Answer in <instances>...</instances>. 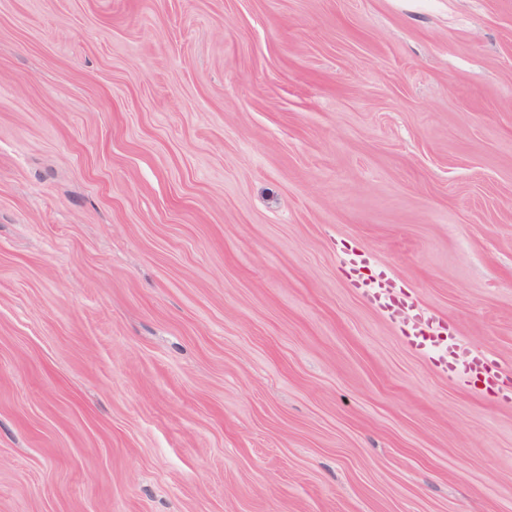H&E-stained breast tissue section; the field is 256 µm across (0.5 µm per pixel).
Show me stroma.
Returning a JSON list of instances; mask_svg holds the SVG:
<instances>
[{"label":"stroma","instance_id":"1","mask_svg":"<svg viewBox=\"0 0 512 512\" xmlns=\"http://www.w3.org/2000/svg\"><path fill=\"white\" fill-rule=\"evenodd\" d=\"M512 0H0V512H512ZM440 357L448 369H454L455 364L460 362L466 371L480 377L490 386L493 385L499 372L498 367L485 355L458 350L452 344H448V352L446 348Z\"/></svg>","mask_w":512,"mask_h":512}]
</instances>
